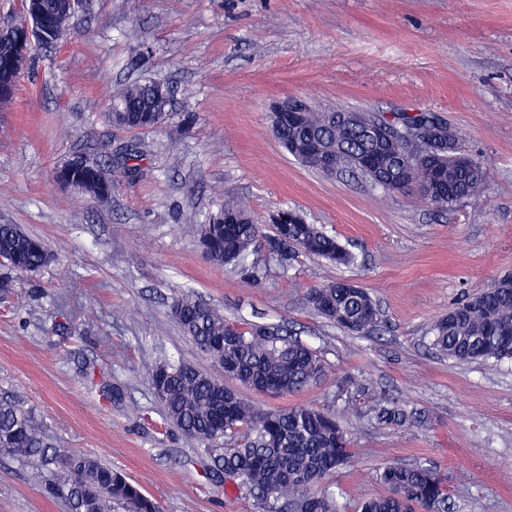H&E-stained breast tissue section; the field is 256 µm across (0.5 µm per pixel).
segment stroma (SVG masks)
I'll return each mask as SVG.
<instances>
[{"label": "stroma", "mask_w": 512, "mask_h": 512, "mask_svg": "<svg viewBox=\"0 0 512 512\" xmlns=\"http://www.w3.org/2000/svg\"><path fill=\"white\" fill-rule=\"evenodd\" d=\"M173 91L161 128L113 127L115 86ZM439 113L487 166L483 192L445 210L348 175L302 166L274 138L270 104ZM193 124H185L186 114ZM144 151L108 201L61 185L76 155ZM244 204L272 234L282 208L336 236L350 266L258 249V277L210 263L196 227ZM0 224L44 240L50 263L0 288V400L30 409L58 448L138 481L161 512H256L205 474L196 441L167 420L156 362L214 366L172 312L194 293L232 321L292 328L326 377L296 395L243 396L263 409L334 405L356 456L335 476L340 512L384 494L382 464H433L448 512H512V361L459 363L431 324L512 273V0H84L55 46L37 47L0 105ZM344 278L374 300L382 328L355 334L304 295ZM406 411L404 425L369 412ZM0 512H68L0 454Z\"/></svg>", "instance_id": "1"}]
</instances>
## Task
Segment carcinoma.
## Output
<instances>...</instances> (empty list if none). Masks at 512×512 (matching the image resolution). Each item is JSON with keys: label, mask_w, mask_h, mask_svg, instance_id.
<instances>
[{"label": "carcinoma", "mask_w": 512, "mask_h": 512, "mask_svg": "<svg viewBox=\"0 0 512 512\" xmlns=\"http://www.w3.org/2000/svg\"><path fill=\"white\" fill-rule=\"evenodd\" d=\"M14 50H20L19 44L0 41V86L8 90L0 104L12 99L20 76V71L6 67V57ZM158 85L148 81L124 86L113 94L112 103L142 107ZM167 116L156 104L133 119L126 112L109 113L113 125L126 129L155 128ZM423 119L436 127L441 138L457 144L448 123L434 112L396 114L393 125L398 130L393 132L390 153L369 169L358 162L374 154L376 144L361 128L343 121L338 111L310 109L297 122L277 130L276 139L285 148L293 144L336 148L343 170L384 193L405 195L431 181L428 202L441 210L479 195L487 177L482 162L460 149L458 157L438 165L425 144L401 132ZM67 175L90 194L112 196L114 178L105 163L77 156ZM273 228L267 250L282 265L294 248L338 267L353 262L351 252L336 237L293 210L288 211V223L276 222ZM262 237V225L247 208L228 200L200 225L199 243L213 264L233 265L250 278L256 266L247 264V259ZM0 257L7 268L19 273L38 272L51 260L45 242L15 224H0ZM305 301L317 315L350 332L363 334L378 327V309L369 293L344 287L342 279L310 290ZM173 311L194 344L215 367L229 373L216 376L190 364L162 362L150 374L167 419L203 447L212 463L213 480L247 491L260 512H338L331 478L353 451L334 411L309 405L262 409L223 385L229 380L248 388L268 386L277 395L298 394L325 375L317 352L277 325L244 327L230 321L190 292L175 298ZM429 333L433 348L458 362L512 361V275L469 296L437 319ZM373 412L390 425L406 420L404 412L395 408L378 405ZM0 453L24 456L47 494L63 498L70 512H160L138 483L94 457L50 446L32 411L15 402H0ZM377 479L386 493L365 500L360 512H414L417 507L429 512L448 499L445 480L433 467L387 464Z\"/></svg>", "instance_id": "cac0c4a2"}]
</instances>
